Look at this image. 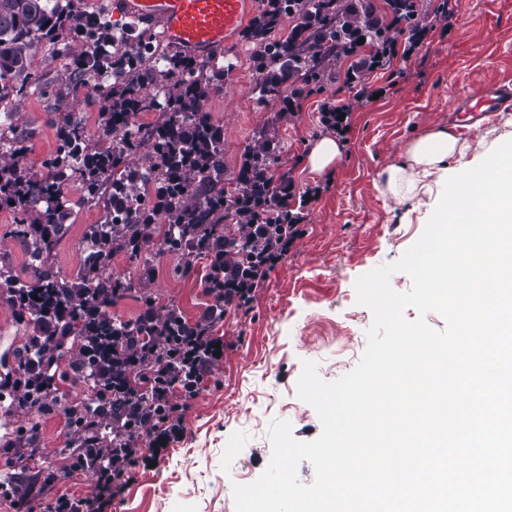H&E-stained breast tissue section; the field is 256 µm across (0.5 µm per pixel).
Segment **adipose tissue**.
I'll list each match as a JSON object with an SVG mask.
<instances>
[{
  "label": "adipose tissue",
  "mask_w": 512,
  "mask_h": 512,
  "mask_svg": "<svg viewBox=\"0 0 512 512\" xmlns=\"http://www.w3.org/2000/svg\"><path fill=\"white\" fill-rule=\"evenodd\" d=\"M467 149L446 127L428 131L409 142L401 161L383 169L382 194L402 205L432 194L434 187L447 183L449 160L463 159Z\"/></svg>",
  "instance_id": "obj_1"
}]
</instances>
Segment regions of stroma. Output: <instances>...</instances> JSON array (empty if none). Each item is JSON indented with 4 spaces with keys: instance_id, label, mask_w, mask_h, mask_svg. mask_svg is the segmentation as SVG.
<instances>
[{
    "instance_id": "obj_1",
    "label": "stroma",
    "mask_w": 512,
    "mask_h": 512,
    "mask_svg": "<svg viewBox=\"0 0 512 512\" xmlns=\"http://www.w3.org/2000/svg\"><path fill=\"white\" fill-rule=\"evenodd\" d=\"M428 34L416 45L398 38L395 52L362 82L338 77L323 93L295 99L290 112L279 102L259 101L249 60L250 45L236 36L229 48L234 67L222 92L207 106L224 129V177L233 181L253 137L263 126L278 129L282 145L274 174L288 172L301 201V234L288 256L268 269L248 308L226 310L212 334L223 345L212 358L198 394L174 395L182 416L180 438L161 444L156 432L138 442L135 478L117 495L112 512H235L234 484L259 478L269 463V428L288 421L296 440L317 438L315 409L297 395L306 361L316 362L323 381L351 372L366 348L373 314L356 301L355 283L367 272L397 262L421 237L429 203L394 205L379 190V173L399 160L407 141L429 128L456 121L459 100L477 96L488 84L512 85V0H422ZM369 99L355 101L358 90ZM352 105L343 133L342 160L329 176L309 173L303 158L316 138L327 135L325 99ZM24 120L32 131L29 165H39L55 147L45 105L31 98ZM74 214L53 255L63 275L76 274L83 260L86 225L100 222V208L80 204L68 188ZM178 259L142 251L120 254L116 274L142 282L159 304L177 305L197 321L211 305L205 293L207 261L187 278L176 276ZM75 435L63 412L39 424L41 460L68 465ZM92 477L71 474L51 488L34 489L25 507L0 494V512H48L56 498H87Z\"/></svg>"
}]
</instances>
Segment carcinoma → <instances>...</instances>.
Instances as JSON below:
<instances>
[{
    "label": "carcinoma",
    "instance_id": "carcinoma-1",
    "mask_svg": "<svg viewBox=\"0 0 512 512\" xmlns=\"http://www.w3.org/2000/svg\"><path fill=\"white\" fill-rule=\"evenodd\" d=\"M83 0H0V104L13 115L12 137L0 142V207L14 214L13 234L30 258L23 281L0 259V298L10 303L18 322L30 329L21 347L0 356L5 369L0 386L10 405L31 415L30 425L3 441L34 459L39 450L38 420L57 409L66 415L78 439L71 465L39 469L30 481L7 478L4 490L24 504L38 481L47 486L73 471L89 476L112 459L118 470L134 461L142 434L165 423L176 406L174 391L192 398L199 391L200 364L212 345L199 335L179 307H157V298L141 284L112 272L120 254L140 256L152 246L156 255L179 258L176 273L189 276L200 259L209 261L206 292L224 307L244 306L239 288L220 287V278L255 282L265 252L290 223L288 175L274 179L280 142L275 129L261 128L248 149L234 187H224V139L220 124L204 110L223 87L232 64L214 65L184 55L163 62L143 54L146 28L116 44L107 14L89 19ZM262 9L245 31L252 44L250 61L261 101L282 103L320 94L337 79L331 66L359 55L355 73L380 67L395 36L420 25L419 0H261ZM293 20L288 35L270 39L283 18ZM62 45L71 66L45 83L35 55L42 41ZM89 72L107 86L84 93ZM42 90L53 102L56 146L34 169L26 161L30 134L17 122L29 94ZM78 104L98 108L91 133L73 120ZM155 119L140 123L143 113ZM78 184L80 202L103 210V222L89 224L92 262L76 277L55 269L53 251L71 216L67 188ZM283 217L266 221L258 233L251 225L265 212ZM232 220L243 231H231ZM163 236L155 238L159 225ZM137 294L143 311L125 320L112 306ZM196 342V360L184 346ZM76 348L68 347V342ZM73 376L91 390L88 402L69 405L59 395L57 375Z\"/></svg>",
    "mask_w": 512,
    "mask_h": 512
}]
</instances>
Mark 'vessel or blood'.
I'll list each match as a JSON object with an SVG mask.
<instances>
[{
    "label": "vessel or blood",
    "mask_w": 512,
    "mask_h": 512,
    "mask_svg": "<svg viewBox=\"0 0 512 512\" xmlns=\"http://www.w3.org/2000/svg\"><path fill=\"white\" fill-rule=\"evenodd\" d=\"M124 13L159 23L168 41L190 55H206L231 41L248 14L251 0H119ZM512 102V88L490 86L467 98L460 111L475 118L492 116Z\"/></svg>",
    "instance_id": "1"
}]
</instances>
